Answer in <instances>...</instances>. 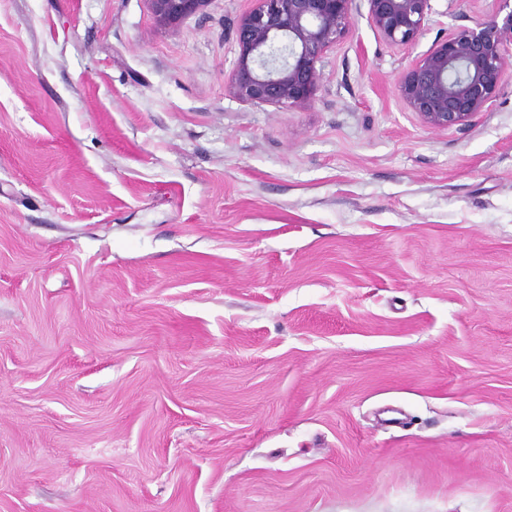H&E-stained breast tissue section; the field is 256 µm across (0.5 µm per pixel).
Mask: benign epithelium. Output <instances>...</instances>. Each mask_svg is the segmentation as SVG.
I'll return each instance as SVG.
<instances>
[{
  "label": "benign epithelium",
  "instance_id": "1",
  "mask_svg": "<svg viewBox=\"0 0 512 512\" xmlns=\"http://www.w3.org/2000/svg\"><path fill=\"white\" fill-rule=\"evenodd\" d=\"M210 0H147L156 22L175 27ZM355 0H255L236 26L239 56L230 93L243 104L300 108L324 80L322 58L354 26ZM367 18L389 45L410 50L424 35L432 0H365ZM512 10L436 41L401 73L397 92L430 128H461L512 75Z\"/></svg>",
  "mask_w": 512,
  "mask_h": 512
}]
</instances>
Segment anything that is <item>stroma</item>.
Instances as JSON below:
<instances>
[{"label": "stroma", "mask_w": 512, "mask_h": 512, "mask_svg": "<svg viewBox=\"0 0 512 512\" xmlns=\"http://www.w3.org/2000/svg\"><path fill=\"white\" fill-rule=\"evenodd\" d=\"M254 0H0V512H512V79L460 129L359 0L303 108ZM158 24L175 27L184 21L203 15L210 0H146Z\"/></svg>", "instance_id": "stroma-1"}]
</instances>
